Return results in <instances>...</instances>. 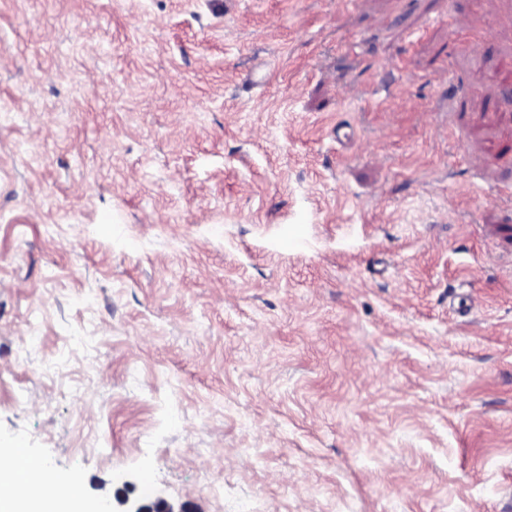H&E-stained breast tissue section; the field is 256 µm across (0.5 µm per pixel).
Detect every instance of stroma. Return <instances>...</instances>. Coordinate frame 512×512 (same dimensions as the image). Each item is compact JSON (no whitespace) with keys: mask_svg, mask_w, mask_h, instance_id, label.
I'll return each instance as SVG.
<instances>
[{"mask_svg":"<svg viewBox=\"0 0 512 512\" xmlns=\"http://www.w3.org/2000/svg\"><path fill=\"white\" fill-rule=\"evenodd\" d=\"M512 0H0V464L190 512H512Z\"/></svg>","mask_w":512,"mask_h":512,"instance_id":"stroma-1","label":"stroma"}]
</instances>
